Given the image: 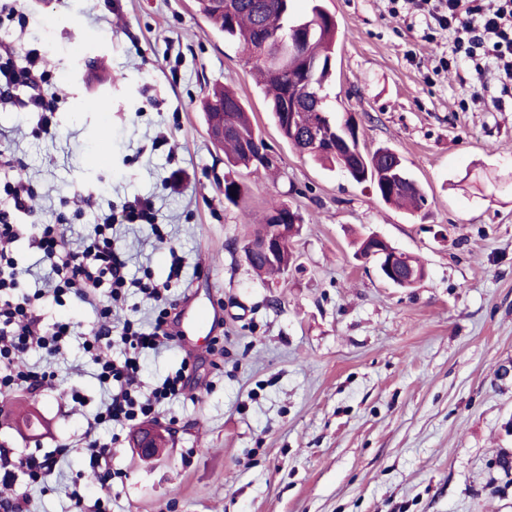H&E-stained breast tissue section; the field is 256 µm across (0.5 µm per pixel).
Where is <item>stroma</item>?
I'll return each instance as SVG.
<instances>
[{
	"label": "stroma",
	"instance_id": "1",
	"mask_svg": "<svg viewBox=\"0 0 512 512\" xmlns=\"http://www.w3.org/2000/svg\"><path fill=\"white\" fill-rule=\"evenodd\" d=\"M20 4L25 21L1 13L0 39L41 50L57 110L37 138L35 119L0 104V154L14 161L0 183L24 177L37 220L67 224L76 240L94 212L151 200L164 240L147 224L116 227L130 271L161 283L179 255L173 299L194 284L199 303L224 313L221 343L201 337L194 381L156 417L169 432L163 455L141 461L126 426L111 458L123 480L86 493L110 512H512V470L500 465L512 457V107H492L498 83L435 73L447 41L427 40L387 0H323L338 22L326 106L354 115L363 151L400 154L427 197L411 214L282 138L242 47L195 0ZM84 30L97 33L89 53L108 76L97 87L78 56ZM216 86L252 114L271 170L229 173L202 110ZM95 90L108 110L89 109ZM228 174L241 187L234 204ZM103 182L112 190L100 196ZM281 205L301 218L293 260L261 275L246 247ZM369 232L417 258L424 279L383 280L353 244ZM45 319L74 330L62 355L25 356L56 374L24 396L44 427L18 432V406L4 408L0 444L64 449L51 491H16L30 512H70L72 479L88 468L73 447L106 399L84 351L98 317L67 297Z\"/></svg>",
	"mask_w": 512,
	"mask_h": 512
}]
</instances>
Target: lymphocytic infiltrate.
Here are the masks:
<instances>
[{"mask_svg": "<svg viewBox=\"0 0 512 512\" xmlns=\"http://www.w3.org/2000/svg\"><path fill=\"white\" fill-rule=\"evenodd\" d=\"M407 9L419 16L427 29L453 34L452 56L441 59L442 67L451 62H464L476 73L494 68L503 95L492 102L502 108L512 95V0H405ZM37 49L17 51L8 41H0V101H11L22 110L39 115L41 132L51 130V117L56 110L52 99L41 89L45 74L37 70ZM8 209L0 210V394L32 393L44 387L53 374L43 368L19 364L20 354L42 349L48 355L62 354L71 325L58 321L45 326L41 304L60 301L73 295L93 309L99 325L85 343V350L97 366V378L105 387L104 408L90 422L80 443L89 460L91 480L105 485L115 479L109 458L111 443L101 439V425L126 426L155 415L166 400L179 395L187 386L193 370L189 360H182L173 376L148 392L139 389L140 360L149 352L170 347L171 315L176 307L169 296V284H153L131 274L123 252L117 247L112 228L117 224L155 223L149 201L127 202L121 210L108 211L95 218L94 237L90 243L73 245L62 224H36L29 237L50 272L48 285L28 291L24 274L8 255V248L18 241L22 227L19 216L31 213V192L25 181L17 180L6 188ZM136 289L146 299L162 303L154 323L147 328L123 322L120 332L112 330V309L124 302L129 289ZM119 340L125 349L122 360L103 358L101 349ZM58 452L33 451L15 453L0 448V485L11 487L27 480L48 489V479L58 462Z\"/></svg>", "mask_w": 512, "mask_h": 512, "instance_id": "f902f5d3", "label": "lymphocytic infiltrate"}]
</instances>
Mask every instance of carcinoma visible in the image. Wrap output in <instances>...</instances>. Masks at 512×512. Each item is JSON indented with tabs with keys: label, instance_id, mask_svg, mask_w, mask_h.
<instances>
[{
	"label": "carcinoma",
	"instance_id": "1",
	"mask_svg": "<svg viewBox=\"0 0 512 512\" xmlns=\"http://www.w3.org/2000/svg\"><path fill=\"white\" fill-rule=\"evenodd\" d=\"M291 0H230L232 9L224 10L214 5V0H196L198 12L218 31L237 41L245 50L258 40L271 39V59H258L254 68L260 75V85L271 97V111L277 116L288 111V104L301 102L312 94H321L331 76L330 59L336 46L337 22L334 15L322 5L314 4L306 18L309 33L301 43L288 39L289 28L294 25L290 12ZM318 66L305 77L301 69L307 63ZM224 104V134L222 150L225 163L231 168L249 169L251 157L243 144V135L257 133L255 124L238 95L228 88H217L207 99L204 111H213V104ZM294 132L288 133V142L304 151L302 130L309 121L308 111L296 113ZM317 161H328L340 166L357 183L369 182L377 196L385 203L409 207L415 211L425 204L426 196L412 178L384 187L381 180L388 161L396 157L394 150L380 148L371 155L339 153H312Z\"/></svg>",
	"mask_w": 512,
	"mask_h": 512
}]
</instances>
